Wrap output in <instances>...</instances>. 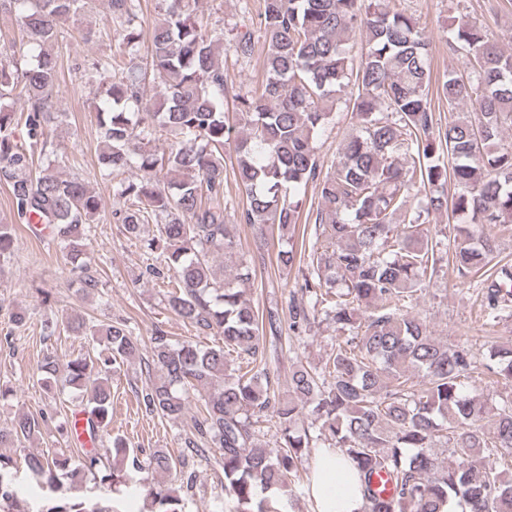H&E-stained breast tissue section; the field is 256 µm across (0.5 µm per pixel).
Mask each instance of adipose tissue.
<instances>
[{
  "label": "adipose tissue",
  "mask_w": 512,
  "mask_h": 512,
  "mask_svg": "<svg viewBox=\"0 0 512 512\" xmlns=\"http://www.w3.org/2000/svg\"><path fill=\"white\" fill-rule=\"evenodd\" d=\"M316 467L318 477L312 480L310 492L317 512H361L363 501L357 475L346 469L340 452L333 448L318 449Z\"/></svg>",
  "instance_id": "adipose-tissue-1"
}]
</instances>
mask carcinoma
Here are the masks:
<instances>
[{
	"mask_svg": "<svg viewBox=\"0 0 512 512\" xmlns=\"http://www.w3.org/2000/svg\"><path fill=\"white\" fill-rule=\"evenodd\" d=\"M120 50L142 38L140 0H108ZM145 61L117 53L97 58L82 79L96 88V120L106 175L136 169L141 177L119 182L127 205L117 216L124 232L146 249L166 252V270L149 264L145 274L167 278L174 290L167 306L183 320L222 336L224 345L203 349L152 337L151 363L158 375L139 396L146 414L166 421L185 418L191 400L201 402L184 438L189 454L163 450L143 465L137 450L112 436V386L116 366L139 359L142 347L124 324L104 328L106 342L68 360L46 353L38 373L49 387L62 383L78 393L104 449L71 457L30 455L26 462L52 500L42 512H112L94 496L72 497L77 478L91 475L112 493L127 486L128 472L172 477L191 489L188 455L221 450L224 494L233 512H277L272 500L305 469L318 442L339 449L358 475L364 512H509L512 509V399L488 408L469 380L476 356L450 348L413 312L415 293L448 264L466 278L498 250L492 228L512 225V143L501 130L512 124V53L489 40L486 29L464 15L450 31L451 45L467 60L465 75L433 83L429 42L416 18L391 10L385 0H263L259 34L246 32L233 48L249 57L264 50L265 79L257 90L234 95V114L247 135L236 145L233 177L246 204L240 222L259 240L278 228L288 247L276 253L283 271L309 259L301 299L288 303L289 327L301 330L318 316L341 336L323 366L300 361L291 371L288 396L272 383L265 363L264 324L277 318L259 311L234 283L254 269L237 264L233 279L216 281L209 259L232 256L237 242L224 216V149L231 126L224 109V30H208L197 17L198 0H161ZM89 0H0L16 15L23 39L0 51V181L10 186L17 212L47 225L62 247L81 291L97 290L84 262L87 224L99 213V197L82 179L52 167L30 176L34 147L46 146L54 119L58 77L54 47L62 25ZM364 37L353 54L355 34ZM23 57L19 68L11 58ZM153 76L163 87L147 100L141 85ZM448 103V123L433 130L432 96ZM25 97L21 116L5 100ZM355 124L336 160L323 169L315 140L338 105ZM26 128V141L16 135ZM174 139L166 151L151 146L157 132ZM173 175L168 186L158 174ZM318 188L315 223L322 243L309 255L294 240L302 219L300 194ZM451 210L454 223L421 229L430 214ZM162 219L157 235L144 225ZM15 227L0 224V260L14 251ZM485 307L496 318L507 299L496 281ZM76 336H96L82 317L47 321ZM246 363L228 372V356ZM485 374L512 382V344H494ZM280 434L262 446L259 423ZM44 419L22 413L0 429V445L23 447ZM448 447L450 460L432 451ZM14 461L0 454V512H30L10 475ZM148 485L150 512H183L176 490L155 479Z\"/></svg>",
	"mask_w": 512,
	"mask_h": 512,
	"instance_id": "1",
	"label": "carcinoma"
}]
</instances>
